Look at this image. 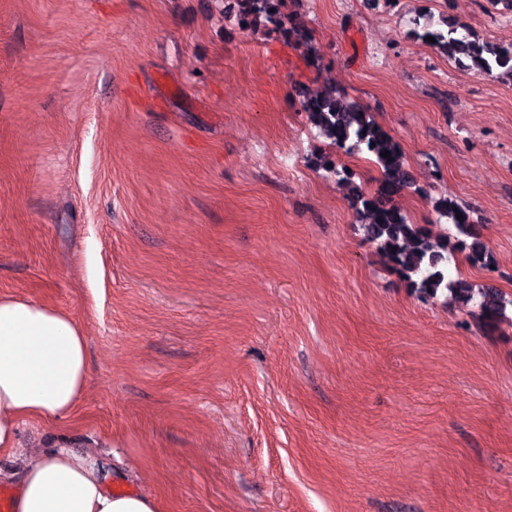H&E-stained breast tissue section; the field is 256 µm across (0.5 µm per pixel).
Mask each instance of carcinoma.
<instances>
[{
    "instance_id": "carcinoma-1",
    "label": "carcinoma",
    "mask_w": 512,
    "mask_h": 512,
    "mask_svg": "<svg viewBox=\"0 0 512 512\" xmlns=\"http://www.w3.org/2000/svg\"><path fill=\"white\" fill-rule=\"evenodd\" d=\"M285 4L286 0H237L238 21L247 27L263 17L285 36L311 48V32L289 25ZM410 35L420 41L433 37L432 46L458 62L470 61L466 65L469 70L486 74L497 71L499 76L512 80L511 42H485L444 16L436 21L428 17L424 22L416 23ZM303 109L310 125L330 144L348 153L367 154L381 171L376 189L368 193L356 183L357 173L346 171L345 166L337 164L329 155L318 157L323 168L350 188L351 206L360 219L366 238L377 246L409 288L432 299L449 295L465 307L475 306L480 319L487 325L501 322L507 304L497 289L490 286L476 289L462 275L453 278L448 274V263L459 254L472 267L485 268L495 263L478 228L471 222L469 210L448 199L434 202L438 219L446 220L454 228L450 236L435 237L429 225L409 222L394 203V197L411 187V176L404 167L399 145L371 113L334 87L306 96ZM384 151L390 152V158L381 156ZM458 212L462 215L460 220L456 217Z\"/></svg>"
}]
</instances>
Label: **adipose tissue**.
<instances>
[{
  "mask_svg": "<svg viewBox=\"0 0 512 512\" xmlns=\"http://www.w3.org/2000/svg\"><path fill=\"white\" fill-rule=\"evenodd\" d=\"M89 382L87 339L68 313L0 295V452L23 421L74 420ZM9 512H157L155 500L110 489L92 457L63 448L27 453Z\"/></svg>",
  "mask_w": 512,
  "mask_h": 512,
  "instance_id": "adipose-tissue-1",
  "label": "adipose tissue"
}]
</instances>
